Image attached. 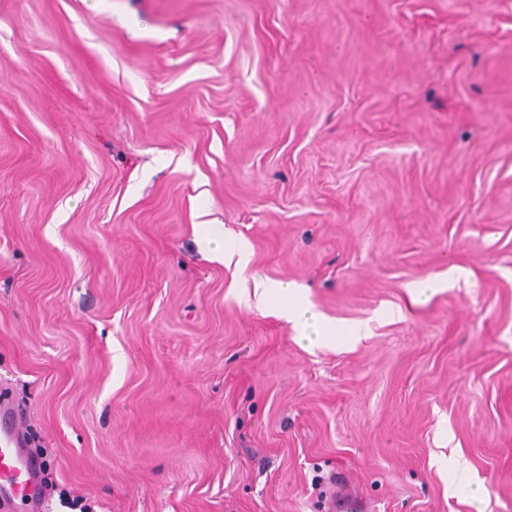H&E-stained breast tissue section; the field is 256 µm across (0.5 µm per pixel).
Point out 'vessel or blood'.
I'll use <instances>...</instances> for the list:
<instances>
[{"instance_id": "obj_1", "label": "vessel or blood", "mask_w": 512, "mask_h": 512, "mask_svg": "<svg viewBox=\"0 0 512 512\" xmlns=\"http://www.w3.org/2000/svg\"><path fill=\"white\" fill-rule=\"evenodd\" d=\"M41 481V463L26 449L25 424L11 403L0 402V501H21L25 512H49L45 490L30 493Z\"/></svg>"}]
</instances>
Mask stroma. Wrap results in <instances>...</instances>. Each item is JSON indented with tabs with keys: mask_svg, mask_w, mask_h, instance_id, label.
<instances>
[{
	"mask_svg": "<svg viewBox=\"0 0 512 512\" xmlns=\"http://www.w3.org/2000/svg\"><path fill=\"white\" fill-rule=\"evenodd\" d=\"M0 392L95 512H512V0H0ZM263 287L266 288L268 294L273 297L283 296L288 293L289 302L282 309V314L298 325L303 337L317 339L319 336H329L335 340L337 337L343 341H352L358 337V331L350 333L349 336H336V328L323 324L319 316L312 310L309 303L303 297L300 290L295 286L279 281H270L265 283Z\"/></svg>",
	"mask_w": 512,
	"mask_h": 512,
	"instance_id": "1",
	"label": "stroma"
}]
</instances>
